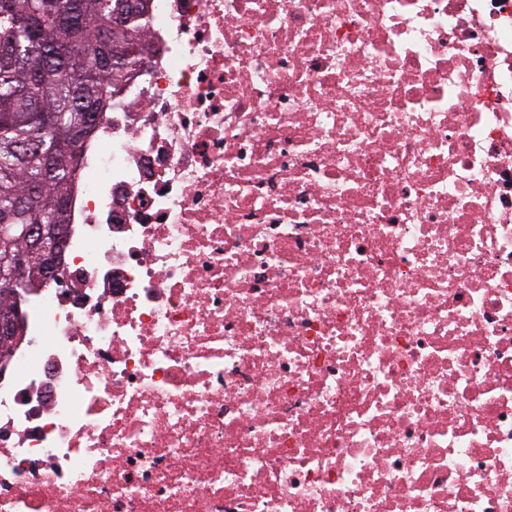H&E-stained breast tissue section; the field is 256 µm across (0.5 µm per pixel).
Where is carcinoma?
<instances>
[{"instance_id":"cac0c4a2","label":"carcinoma","mask_w":512,"mask_h":512,"mask_svg":"<svg viewBox=\"0 0 512 512\" xmlns=\"http://www.w3.org/2000/svg\"><path fill=\"white\" fill-rule=\"evenodd\" d=\"M0 0V263L28 224L66 223L80 143L139 63L149 0Z\"/></svg>"}]
</instances>
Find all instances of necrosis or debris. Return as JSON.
Instances as JSON below:
<instances>
[{
    "mask_svg": "<svg viewBox=\"0 0 512 512\" xmlns=\"http://www.w3.org/2000/svg\"><path fill=\"white\" fill-rule=\"evenodd\" d=\"M0 360V512H512V0H151Z\"/></svg>",
    "mask_w": 512,
    "mask_h": 512,
    "instance_id": "1",
    "label": "necrosis or debris"
}]
</instances>
